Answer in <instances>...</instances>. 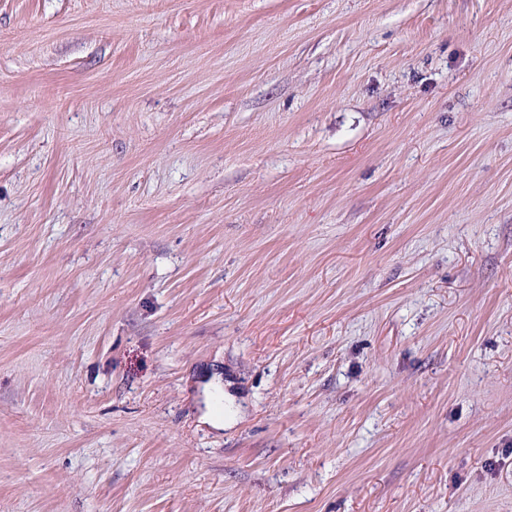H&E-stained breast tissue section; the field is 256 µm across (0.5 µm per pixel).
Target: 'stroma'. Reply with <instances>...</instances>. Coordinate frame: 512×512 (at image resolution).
Instances as JSON below:
<instances>
[{
  "label": "stroma",
  "mask_w": 512,
  "mask_h": 512,
  "mask_svg": "<svg viewBox=\"0 0 512 512\" xmlns=\"http://www.w3.org/2000/svg\"><path fill=\"white\" fill-rule=\"evenodd\" d=\"M0 512H512V0H0Z\"/></svg>",
  "instance_id": "35a3bbf8"
}]
</instances>
